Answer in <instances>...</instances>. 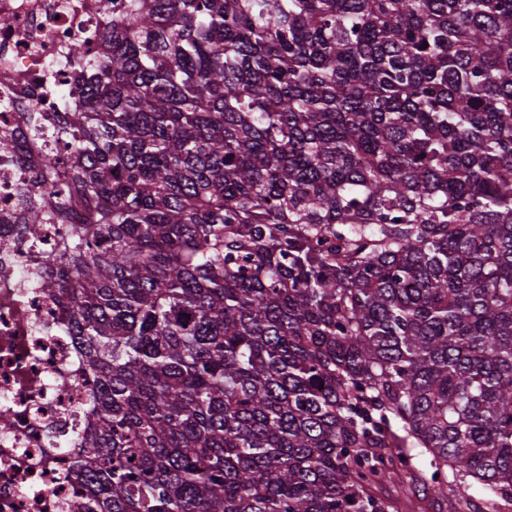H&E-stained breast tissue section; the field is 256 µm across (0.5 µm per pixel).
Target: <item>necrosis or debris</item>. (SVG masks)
Returning <instances> with one entry per match:
<instances>
[{"label":"necrosis or debris","instance_id":"necrosis-or-debris-1","mask_svg":"<svg viewBox=\"0 0 512 512\" xmlns=\"http://www.w3.org/2000/svg\"><path fill=\"white\" fill-rule=\"evenodd\" d=\"M111 18L112 0H0V133L26 149L0 152V512H85L69 463L93 420L95 382L39 286L63 268L65 227L28 235L18 189L56 204L37 180L50 145L30 135V117L52 129L74 110L81 63L70 49L96 51Z\"/></svg>","mask_w":512,"mask_h":512}]
</instances>
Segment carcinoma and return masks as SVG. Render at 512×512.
I'll list each match as a JSON object with an SVG mask.
<instances>
[{"mask_svg":"<svg viewBox=\"0 0 512 512\" xmlns=\"http://www.w3.org/2000/svg\"><path fill=\"white\" fill-rule=\"evenodd\" d=\"M80 58L87 512H512V0H112Z\"/></svg>","mask_w":512,"mask_h":512,"instance_id":"obj_1","label":"carcinoma"}]
</instances>
